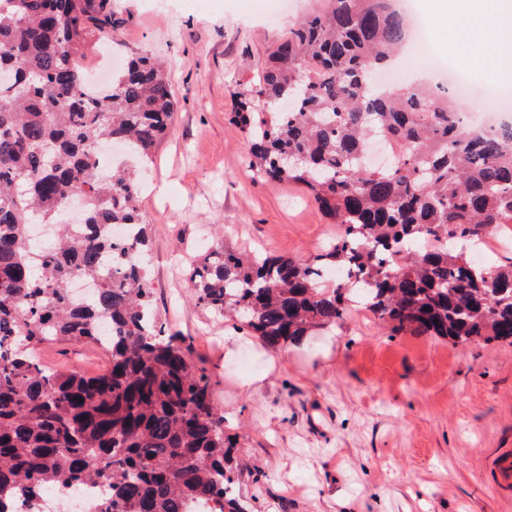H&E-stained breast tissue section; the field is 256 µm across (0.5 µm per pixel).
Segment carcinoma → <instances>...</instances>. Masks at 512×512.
<instances>
[{
	"label": "carcinoma",
	"mask_w": 512,
	"mask_h": 512,
	"mask_svg": "<svg viewBox=\"0 0 512 512\" xmlns=\"http://www.w3.org/2000/svg\"><path fill=\"white\" fill-rule=\"evenodd\" d=\"M268 51L233 121L253 177L301 186L341 231L313 260L218 244L194 259L198 304L265 345L301 344L357 303L394 332L512 344V256L470 251L512 224V125L473 128L448 88L369 89L403 46L393 0H323ZM112 0H0V512L25 494L100 484L91 512H248L233 494L224 409L153 307L140 173L172 133L162 65L133 57L91 88L88 39L112 37ZM378 136L401 153L364 161ZM122 144L136 162L100 174ZM84 197L82 229L63 219ZM55 224L42 258L32 224ZM116 225L130 228L118 239ZM94 283L85 301L71 280ZM95 343L96 376L48 369L51 342Z\"/></svg>",
	"instance_id": "obj_1"
}]
</instances>
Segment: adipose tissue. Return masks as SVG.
<instances>
[{"label": "adipose tissue", "mask_w": 512, "mask_h": 512, "mask_svg": "<svg viewBox=\"0 0 512 512\" xmlns=\"http://www.w3.org/2000/svg\"><path fill=\"white\" fill-rule=\"evenodd\" d=\"M432 17L439 43L461 49L470 65L512 46V0H435Z\"/></svg>", "instance_id": "adipose-tissue-1"}]
</instances>
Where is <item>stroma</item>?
Listing matches in <instances>:
<instances>
[{
  "mask_svg": "<svg viewBox=\"0 0 512 512\" xmlns=\"http://www.w3.org/2000/svg\"><path fill=\"white\" fill-rule=\"evenodd\" d=\"M321 0H114L104 55L164 60L176 127L142 179L154 304L188 348L224 410V432L244 472L236 486L252 512H512V487L494 466L512 451V345L456 344L394 333L353 309L335 331L300 348H266L192 298L187 266L216 239L313 258L340 227L293 186L254 181L236 97L249 93L270 46ZM489 86L497 55L415 54L399 80L437 61ZM47 366L91 376L106 366L89 345L43 346ZM253 379L242 389L244 379Z\"/></svg>",
  "mask_w": 512,
  "mask_h": 512,
  "instance_id": "35a3bbf8",
  "label": "stroma"
}]
</instances>
